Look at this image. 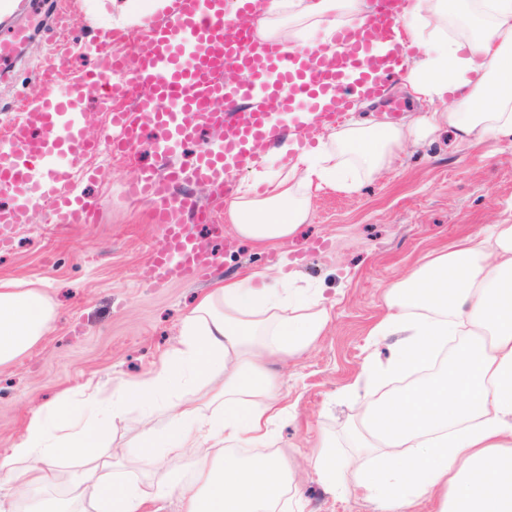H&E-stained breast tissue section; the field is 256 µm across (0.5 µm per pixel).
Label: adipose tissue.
I'll return each instance as SVG.
<instances>
[{"mask_svg":"<svg viewBox=\"0 0 512 512\" xmlns=\"http://www.w3.org/2000/svg\"><path fill=\"white\" fill-rule=\"evenodd\" d=\"M106 28H146L173 0L108 11L83 0ZM372 0H267L259 39L290 49L338 52L336 30L363 22ZM402 29L374 54L418 48L402 80L423 105L406 121L348 119L311 124L317 144L296 133L260 155L255 186L239 187L225 214L236 234L275 244L310 218L314 193L356 191L389 169L399 151L452 128L466 141L512 143V0H403ZM385 316L371 339L399 336L383 369L364 364L350 387L349 440L375 463L348 482L347 461L319 435L307 458L328 488L364 491L379 512H408L436 499V512H512V224H491L449 250L425 255L383 292ZM322 293L293 274L254 271L217 281L182 321L175 344L148 375L104 393L95 382L62 393L30 416L23 437L0 456V490L38 503L60 465L71 500L95 512H163L179 496L184 512H287L288 458L268 452L287 417L283 379L272 364L314 349L331 322ZM55 311L42 289L0 279V367L46 336ZM134 423L128 446L109 448L111 425ZM132 458L156 475L153 492L106 472Z\"/></svg>","mask_w":512,"mask_h":512,"instance_id":"ef3b65f1","label":"adipose tissue"}]
</instances>
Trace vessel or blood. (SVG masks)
<instances>
[{
  "label": "vessel or blood",
  "mask_w": 512,
  "mask_h": 512,
  "mask_svg": "<svg viewBox=\"0 0 512 512\" xmlns=\"http://www.w3.org/2000/svg\"><path fill=\"white\" fill-rule=\"evenodd\" d=\"M176 3L173 13L152 22L136 41L135 62L114 54L111 39H104L96 70L62 94L55 90L59 65L54 58L37 65L41 96L25 103L20 119L0 131V192L10 198L9 209L0 208V244L6 227L33 205L46 209L54 224L93 219L98 204L73 187L71 166L98 146L79 120L80 106L86 89L107 79L111 87L102 105L112 110L113 152L132 154L147 129L154 131L158 149L171 157L186 145L196 147L190 162L171 161L161 175L140 170L128 185L129 196L152 203V221L164 241L149 266L151 277L159 283L209 277L218 263L213 237L195 235L187 216L223 233L216 215L233 189L234 168H246L280 140L289 118L305 110L314 121L340 124L356 97L383 95L389 81L404 76L412 62L400 51L376 57L370 52L400 28L399 0H376L363 24L339 28L336 43L342 51L331 57L308 48L286 53L273 40L257 42L250 0ZM0 4L9 12L0 27V74L21 60L28 17L43 15L55 31L70 18L61 0ZM228 68L244 73V81L225 85ZM117 97L130 100L131 109H112ZM204 122L220 129L219 149L197 147ZM180 185L206 188L207 200L173 195L172 187Z\"/></svg>",
  "instance_id": "vessel-or-blood-1"
}]
</instances>
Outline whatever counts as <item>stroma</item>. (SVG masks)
<instances>
[{
    "instance_id": "35a3bbf8",
    "label": "stroma",
    "mask_w": 512,
    "mask_h": 512,
    "mask_svg": "<svg viewBox=\"0 0 512 512\" xmlns=\"http://www.w3.org/2000/svg\"><path fill=\"white\" fill-rule=\"evenodd\" d=\"M68 2L69 28L31 39L26 65L0 79V123L38 93L34 63L55 45L69 51L63 83L79 80L93 66L90 48L106 30L85 15L82 0ZM155 161L150 133L132 159L100 144L73 177L77 190L99 201L96 220L60 227L39 211L14 225L0 245V278L35 283L58 312L35 348L0 368V454L23 436L29 414L60 392L90 379L108 391L154 370L197 296L211 288L208 280L155 285L141 277L162 237L149 220L148 204L128 201L124 186L139 166ZM511 223L512 147L471 144L444 132L406 148L393 169L357 192L314 195L308 223L288 242L243 240L225 226L216 245L219 277L276 268L285 254L292 270L334 302L317 347L278 367L294 416L281 425L277 449L303 465L316 436L325 432L335 437L337 456L350 459L345 431L354 401L347 388L367 357L382 365L395 350V337L374 346L368 336L384 315V288L428 252L448 249L482 226ZM296 491L306 512H377L364 494L330 493L312 476H302Z\"/></svg>"
}]
</instances>
